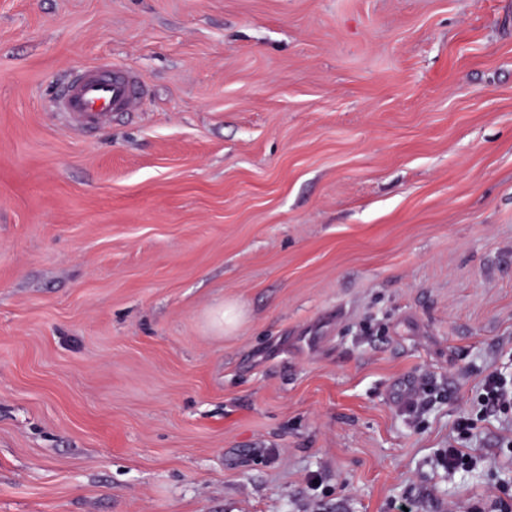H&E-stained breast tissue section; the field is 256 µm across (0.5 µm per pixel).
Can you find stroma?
Masks as SVG:
<instances>
[{"instance_id":"35a3bbf8","label":"stroma","mask_w":512,"mask_h":512,"mask_svg":"<svg viewBox=\"0 0 512 512\" xmlns=\"http://www.w3.org/2000/svg\"><path fill=\"white\" fill-rule=\"evenodd\" d=\"M92 63L142 108L53 112ZM492 372L512 0H0V512H468ZM490 414L512 418V377L490 373L481 382L470 407L458 417L448 448L440 456L448 472L463 474L472 469L474 461L468 447L473 442L476 421Z\"/></svg>"}]
</instances>
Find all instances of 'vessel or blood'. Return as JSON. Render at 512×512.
I'll return each mask as SVG.
<instances>
[{
    "label": "vessel or blood",
    "instance_id": "b4317fda",
    "mask_svg": "<svg viewBox=\"0 0 512 512\" xmlns=\"http://www.w3.org/2000/svg\"><path fill=\"white\" fill-rule=\"evenodd\" d=\"M144 95L142 82L130 71L88 65L73 73L57 110L76 125L94 128L107 124L113 113L134 111Z\"/></svg>",
    "mask_w": 512,
    "mask_h": 512
}]
</instances>
